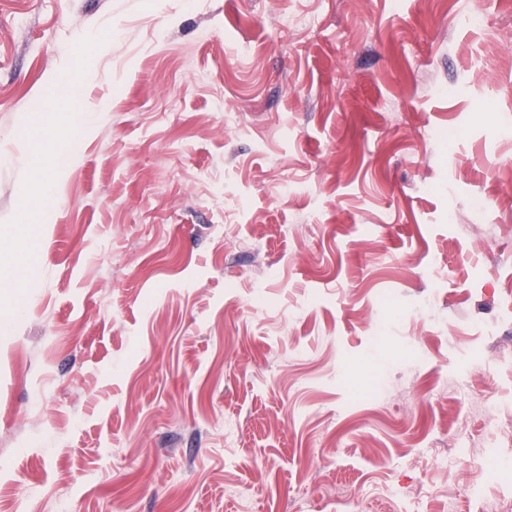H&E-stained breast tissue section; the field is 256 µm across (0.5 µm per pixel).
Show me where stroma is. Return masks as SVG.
I'll return each instance as SVG.
<instances>
[{"label":"stroma","instance_id":"obj_1","mask_svg":"<svg viewBox=\"0 0 512 512\" xmlns=\"http://www.w3.org/2000/svg\"><path fill=\"white\" fill-rule=\"evenodd\" d=\"M6 217L0 512H512V0H0Z\"/></svg>","mask_w":512,"mask_h":512}]
</instances>
